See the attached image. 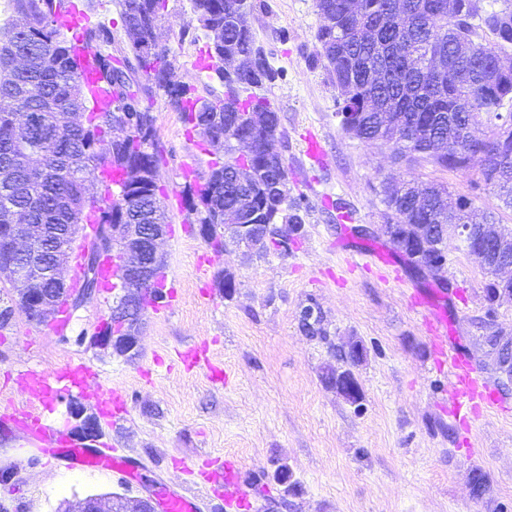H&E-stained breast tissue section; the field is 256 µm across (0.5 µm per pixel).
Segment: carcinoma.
Instances as JSON below:
<instances>
[{"label": "carcinoma", "mask_w": 512, "mask_h": 512, "mask_svg": "<svg viewBox=\"0 0 512 512\" xmlns=\"http://www.w3.org/2000/svg\"><path fill=\"white\" fill-rule=\"evenodd\" d=\"M65 0H12L16 18L0 27V101L21 100L38 115L44 136L25 143L17 142L12 112L0 109V168L7 170L0 179V263L14 261L7 249L10 224H43L44 239L39 245L46 262L54 250L70 243L71 225L86 224L94 217L98 224L115 223V213L134 208L130 222L165 224L168 221L159 181L163 151L154 127V117L142 106V97L164 92L173 111L181 114L191 129L206 137L217 129L224 158L213 162L209 177L190 194L187 210L207 226L203 239L212 251L224 252L230 239L244 247V255L264 259L284 255L285 242L279 225L301 223L299 211L309 210L308 203L291 197L288 162L269 167L265 154L258 150L241 155L234 137L245 131L253 116L270 122L275 139H283L280 118L271 100L255 90L276 78L263 46L248 27L237 24V17L253 9L251 0H192L196 28L207 39L205 53L212 62L211 73L224 86V95L214 92L205 98L189 85L172 81L177 59L167 66L151 61L144 44L153 40L164 19L166 0H123L120 13L131 56L112 54V30L97 23L85 31V41L94 47L100 60V74L112 90V109L88 110V97L81 65L73 45L57 23ZM348 0H316L317 12L328 20L318 29L322 52L312 63L321 67L330 82L341 90L349 88V97L337 101L336 116L343 132L357 130L356 138L367 145L391 144L397 159L422 155L439 166L455 171L476 167L484 185L493 189L503 205L512 208V139L499 149L495 137L477 133L467 137L461 125L476 129L480 117H496L505 102H512V65L500 61L512 50V0H491L483 9L479 0H457V9L448 15V0H400L411 21L432 18L443 45L448 48V70L433 83L410 61L414 54L424 55L428 47L415 32L399 39L391 0H362L361 17L350 16ZM479 24H474V20ZM374 29L391 51L382 62L386 79L375 82L368 77L369 52L360 26ZM490 30L496 41H478V29ZM479 48L475 56H455L459 44ZM253 49L258 59L253 67L233 66L235 58ZM145 83H134L135 76ZM194 104L193 111L185 102ZM82 112L81 123L71 121V114ZM128 112L134 117L125 143H112V116ZM443 135L451 141L447 153L429 151L427 140ZM26 152L43 158L41 170L30 171L17 157ZM139 169L138 180L124 182L121 197L100 192L88 193L87 183H99L98 172L114 167ZM402 187L383 184L382 202L385 220L395 228L392 248L399 250L409 236L424 231L437 245L431 259L447 260L448 225L433 218L438 207L452 203L442 185L421 186L414 181H400ZM249 199L248 210L240 211L241 197ZM233 212L241 229L224 223V214ZM464 250L478 259L484 235L474 234L461 240ZM485 301L493 306L497 295L512 293L489 268ZM348 349L340 352L346 364L359 365L366 349L351 339ZM326 385L336 389L350 404L363 398L361 385L352 371L329 369L323 375Z\"/></svg>", "instance_id": "1"}]
</instances>
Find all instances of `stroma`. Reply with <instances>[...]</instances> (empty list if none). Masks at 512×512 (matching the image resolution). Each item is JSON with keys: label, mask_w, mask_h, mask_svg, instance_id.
I'll list each match as a JSON object with an SVG mask.
<instances>
[{"label": "stroma", "mask_w": 512, "mask_h": 512, "mask_svg": "<svg viewBox=\"0 0 512 512\" xmlns=\"http://www.w3.org/2000/svg\"><path fill=\"white\" fill-rule=\"evenodd\" d=\"M252 3L249 25L277 72L263 92L281 117L293 192L310 205L302 245L288 256L251 262L232 245L215 254L174 195L182 166L206 175L215 150L163 94L146 99L165 157L169 224L161 248L168 294L144 315L139 355L127 358L91 342L110 313L112 293L87 299L58 331L29 324L16 291L0 280V309H12L0 329V411L26 404L13 382L17 369L51 372L85 360L99 381L126 395V420L100 423L97 440L124 449L142 478L46 466L23 431L1 419L0 470L10 477L0 480V512H65L88 496L107 507L113 496H151L161 484L200 498L202 512H225L223 500L195 484L190 472L227 460L246 481L248 512H512V382L483 370L502 406L465 429L450 412L448 373L411 306L413 293L435 295L458 348L480 367L488 332L486 273L453 237L448 262L434 278L416 275L400 260L382 265L369 253L370 246L387 244L377 233L387 180L447 186L508 229L512 210L482 186L478 169L452 171L428 160L398 164L391 148L344 134L336 118L339 93L311 63L320 25L315 0ZM191 17V0H168L160 41L177 57L178 80L202 95L219 82L193 67L206 40L189 28ZM311 135L322 142V162L304 154ZM333 201L345 203L353 223L374 229V236L337 223L328 210ZM221 270L235 277L233 297L216 286ZM313 301L325 315L329 341L300 328V312ZM351 338L367 350L355 369L363 389L357 406L321 380L327 367L340 365L331 345ZM189 349L204 362L182 360ZM280 466L289 469L297 491L275 479ZM477 468L488 481L480 497L470 488Z\"/></svg>", "instance_id": "stroma-1"}]
</instances>
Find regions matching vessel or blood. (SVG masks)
<instances>
[{"instance_id": "1", "label": "vessel or blood", "mask_w": 512, "mask_h": 512, "mask_svg": "<svg viewBox=\"0 0 512 512\" xmlns=\"http://www.w3.org/2000/svg\"><path fill=\"white\" fill-rule=\"evenodd\" d=\"M90 17L83 8L73 4L60 17L63 30L73 43L79 46L81 69L89 96L96 111L102 112L112 105V97L99 79V63L96 51L83 43V31ZM413 306L423 316L433 346L444 357L448 365V401L451 412L462 424H470L482 411L496 409L501 400L476 371L450 334L448 314L442 304L430 295H416ZM19 391L25 396L28 406L13 409L9 421L27 434L30 444L39 448L46 460L65 461L71 469H96L119 475L126 480L139 478L140 466L122 449L101 446H77L68 436L54 429L40 413L56 396L71 391L91 392L104 418L113 419L126 411L125 397L119 388L98 383L92 367L83 360L71 361L60 369L39 372L31 368L17 370L15 375ZM206 487L221 488L227 512H240L247 504V494L238 470L232 463L212 468L205 467L197 473ZM165 512H201L200 501L195 497L161 491Z\"/></svg>"}]
</instances>
